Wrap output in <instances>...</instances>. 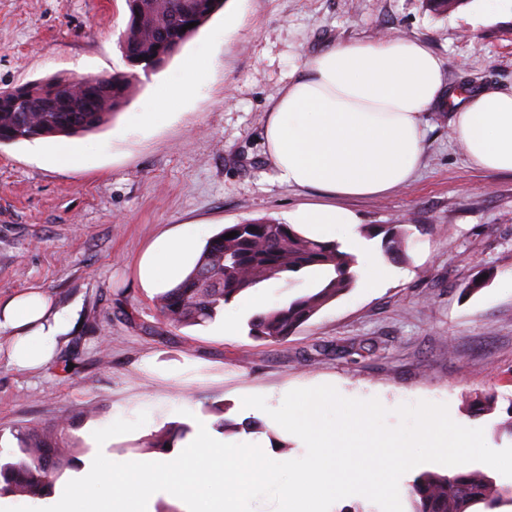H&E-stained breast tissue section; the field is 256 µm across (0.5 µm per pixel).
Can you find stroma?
Segmentation results:
<instances>
[{
	"label": "stroma",
	"instance_id": "35a3bbf8",
	"mask_svg": "<svg viewBox=\"0 0 512 512\" xmlns=\"http://www.w3.org/2000/svg\"><path fill=\"white\" fill-rule=\"evenodd\" d=\"M125 0H0V89L60 77L108 78L127 71L118 40ZM394 34L418 39L462 90L512 87V0L487 10L461 0L448 13L425 0H227L161 70L141 76L130 103L104 129L70 137L80 167L56 163L58 138L0 144V301L43 291L72 312L54 358L36 370L9 360L0 337V459L14 460L13 429L78 416L83 447L75 477L97 453L135 458L160 430L194 414L212 426L257 422L227 435L266 448L274 460L305 453L303 442L242 397L279 407L287 392L323 384L389 409L443 403L454 422L480 427L489 447L512 446L499 428L512 404V175L474 167L450 134V113L426 115L424 165L405 187L351 201L360 224L411 229L405 260L388 261L380 287H354L288 340L252 338L250 313L233 325L166 327L157 290L138 265L162 235L185 224L210 233L252 220L287 223L316 195L280 185L264 130L272 100L306 61L334 44ZM200 56L198 93L168 116L151 113L161 89ZM486 276L468 296L463 285ZM496 395L476 417L470 400ZM147 413L137 430L97 445L95 430Z\"/></svg>",
	"mask_w": 512,
	"mask_h": 512
}]
</instances>
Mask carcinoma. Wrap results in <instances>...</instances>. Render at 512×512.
I'll use <instances>...</instances> for the list:
<instances>
[{
	"label": "carcinoma",
	"instance_id": "obj_1",
	"mask_svg": "<svg viewBox=\"0 0 512 512\" xmlns=\"http://www.w3.org/2000/svg\"><path fill=\"white\" fill-rule=\"evenodd\" d=\"M128 21L119 47L131 71L112 75V82L85 78L82 98L101 96L103 112H86L79 98L69 94L70 80L36 81L27 91L37 112L0 114V144L21 143L40 138L72 136L95 131L120 111L138 80L135 68L156 71L216 12L224 0H126ZM194 22L196 26L184 29ZM234 232L236 236L226 237ZM368 239L382 237L385 256H406L407 230L402 224L368 225L359 228ZM355 256L340 250L337 243L306 237L291 224L253 220L230 224L214 235L194 267L174 287L157 299L165 326H206L215 321L224 306L256 285L314 266H323L328 277L313 292L288 305L258 314L248 322L249 335L262 341L280 342L293 335L325 305L349 291L356 279ZM493 395L472 400L471 413H492ZM221 434L256 428L253 421L236 424L223 417L213 423ZM190 428L175 424L150 438L147 451H164L186 436ZM18 458L0 462V495L44 498L66 471L80 463L83 453L58 421L21 426L14 431ZM411 512H496L512 507V486L502 487L496 479L469 464L442 474L425 471L414 477L409 490Z\"/></svg>",
	"mask_w": 512,
	"mask_h": 512
}]
</instances>
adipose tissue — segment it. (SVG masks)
<instances>
[{
    "mask_svg": "<svg viewBox=\"0 0 512 512\" xmlns=\"http://www.w3.org/2000/svg\"><path fill=\"white\" fill-rule=\"evenodd\" d=\"M450 96L444 66L433 51L418 40L389 36L314 55L270 109L265 140L276 180L325 197L290 213L289 223L314 239L339 240L343 251L360 256L364 287H379L386 270L342 202L407 185L424 158V116ZM450 125L474 166L512 173V91L485 86L465 94ZM206 235L204 225L186 224L160 240L140 263L141 280L154 288L180 282ZM70 316L37 290L0 304V332L14 338L15 364L31 368L48 362Z\"/></svg>",
    "mask_w": 512,
    "mask_h": 512,
    "instance_id": "obj_1",
    "label": "adipose tissue"
}]
</instances>
